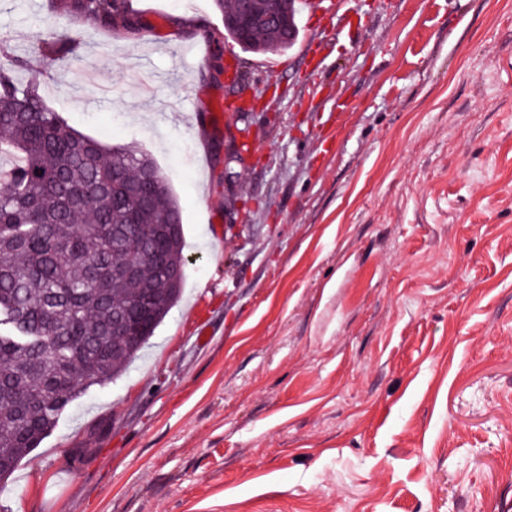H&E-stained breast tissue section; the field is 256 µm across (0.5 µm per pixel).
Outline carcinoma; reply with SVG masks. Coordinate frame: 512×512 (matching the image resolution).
Masks as SVG:
<instances>
[{"instance_id": "carcinoma-1", "label": "carcinoma", "mask_w": 512, "mask_h": 512, "mask_svg": "<svg viewBox=\"0 0 512 512\" xmlns=\"http://www.w3.org/2000/svg\"><path fill=\"white\" fill-rule=\"evenodd\" d=\"M70 12L135 37L130 0H71ZM231 39L245 52H285L299 38L259 24ZM63 62L72 32L40 39ZM29 61L0 50V469L12 475L83 391L118 376L181 296L184 228L151 155L108 146L71 127L24 81ZM133 265L136 274L123 268ZM134 318L130 340L119 320Z\"/></svg>"}]
</instances>
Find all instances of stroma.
Here are the masks:
<instances>
[{"instance_id": "stroma-1", "label": "stroma", "mask_w": 512, "mask_h": 512, "mask_svg": "<svg viewBox=\"0 0 512 512\" xmlns=\"http://www.w3.org/2000/svg\"><path fill=\"white\" fill-rule=\"evenodd\" d=\"M132 3L129 39L0 0L48 106L168 176L190 260L0 512H512V0L304 5L293 49L202 64L180 48L223 30L213 0ZM65 28L82 48L47 67ZM229 58L266 118L228 166Z\"/></svg>"}]
</instances>
